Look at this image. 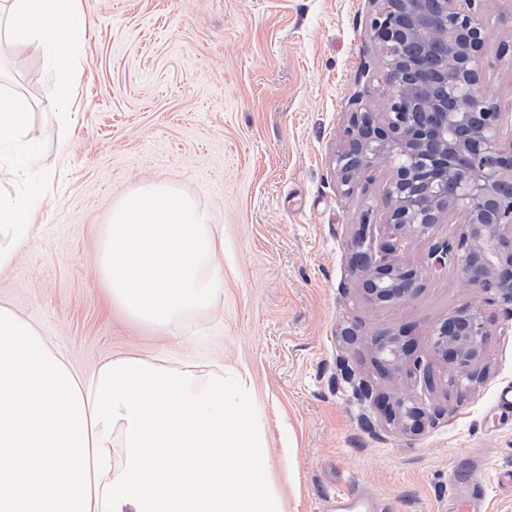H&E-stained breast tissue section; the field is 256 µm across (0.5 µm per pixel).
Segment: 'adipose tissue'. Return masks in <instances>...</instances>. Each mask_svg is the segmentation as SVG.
<instances>
[{
	"label": "adipose tissue",
	"mask_w": 512,
	"mask_h": 512,
	"mask_svg": "<svg viewBox=\"0 0 512 512\" xmlns=\"http://www.w3.org/2000/svg\"><path fill=\"white\" fill-rule=\"evenodd\" d=\"M85 34L80 0H0V52L22 45L45 53L59 76L49 90L50 106L69 107L72 83L80 66L78 44ZM28 126L26 103L12 95L0 96V179L21 177L27 164L9 148ZM43 187L32 186L15 196H0V230L10 231L9 245L0 246V268L8 266L15 247L28 235L34 213L43 203Z\"/></svg>",
	"instance_id": "1"
}]
</instances>
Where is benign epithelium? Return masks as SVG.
Listing matches in <instances>:
<instances>
[{
  "label": "benign epithelium",
  "mask_w": 512,
  "mask_h": 512,
  "mask_svg": "<svg viewBox=\"0 0 512 512\" xmlns=\"http://www.w3.org/2000/svg\"><path fill=\"white\" fill-rule=\"evenodd\" d=\"M484 0H370L369 35L378 47L386 86L383 112L350 113L334 157L336 187L355 190L362 175L380 162L390 167L386 188L387 226L379 240L366 213L350 246V269L373 304L414 295L426 275L453 267L481 295L465 304L434 333L433 352L448 363L449 374L477 383L482 378L494 306L512 312V113L484 96L488 38L481 18ZM446 40L441 68L427 100L430 120L417 123L407 109L411 93L406 75L416 60L405 52L413 42L420 53L437 38ZM453 171L454 197L441 196L435 183ZM459 215L456 243L435 244L428 263L401 264L391 258L407 238L425 240L433 227ZM372 359L385 373L404 364L399 338L375 343ZM439 410L411 393L394 396L389 420L405 433L432 423Z\"/></svg>",
  "instance_id": "benign-epithelium-1"
}]
</instances>
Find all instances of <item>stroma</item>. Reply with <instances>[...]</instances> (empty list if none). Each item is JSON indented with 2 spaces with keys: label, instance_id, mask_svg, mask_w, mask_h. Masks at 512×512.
Instances as JSON below:
<instances>
[{
  "label": "stroma",
  "instance_id": "stroma-1",
  "mask_svg": "<svg viewBox=\"0 0 512 512\" xmlns=\"http://www.w3.org/2000/svg\"><path fill=\"white\" fill-rule=\"evenodd\" d=\"M86 33L73 105L49 107L57 76L45 56L14 46L0 91L29 104L26 178L50 175L31 237L0 269V304L32 322L73 369L90 375L133 355L208 379L246 373L271 451L283 512H318L323 497L361 484L398 512H448L462 463H482L490 512H512L496 473L512 468V418L493 408L512 384V327L501 308L482 381L452 386L432 333L480 295L456 272L434 274L410 298L369 303L349 244L371 212L388 238L390 170L366 172L352 194L333 159L349 112L385 106L368 35L369 0H81ZM491 63L485 96L512 110V0H485ZM67 150L57 153L58 139ZM169 184L224 232V286L213 304L165 328L114 302L90 257L127 192ZM358 328L348 344L341 323ZM402 332L432 375H381L370 351ZM408 391L439 408L407 434L354 380Z\"/></svg>",
  "mask_w": 512,
  "mask_h": 512
}]
</instances>
